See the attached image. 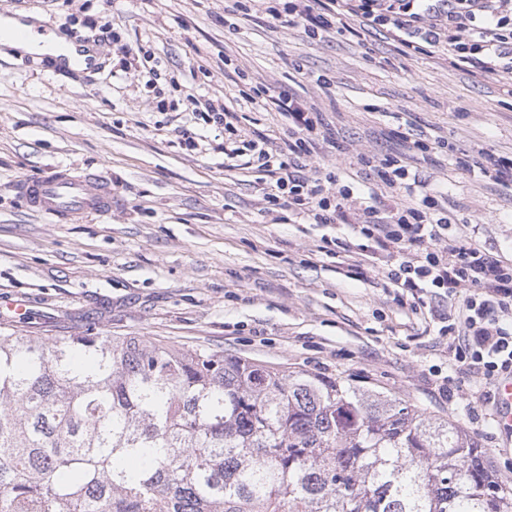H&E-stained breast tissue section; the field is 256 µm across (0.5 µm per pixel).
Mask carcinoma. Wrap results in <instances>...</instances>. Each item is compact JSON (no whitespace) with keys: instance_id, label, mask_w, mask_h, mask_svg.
Returning a JSON list of instances; mask_svg holds the SVG:
<instances>
[{"instance_id":"cac0c4a2","label":"carcinoma","mask_w":512,"mask_h":512,"mask_svg":"<svg viewBox=\"0 0 512 512\" xmlns=\"http://www.w3.org/2000/svg\"><path fill=\"white\" fill-rule=\"evenodd\" d=\"M0 512H512L448 421L340 379L0 331Z\"/></svg>"}]
</instances>
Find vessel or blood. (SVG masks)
Returning a JSON list of instances; mask_svg holds the SVG:
<instances>
[{"instance_id":"vessel-or-blood-1","label":"vessel or blood","mask_w":512,"mask_h":512,"mask_svg":"<svg viewBox=\"0 0 512 512\" xmlns=\"http://www.w3.org/2000/svg\"><path fill=\"white\" fill-rule=\"evenodd\" d=\"M20 192L33 211L53 222L112 212L111 182L77 167L48 166L40 176L23 179Z\"/></svg>"}]
</instances>
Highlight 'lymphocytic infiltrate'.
I'll return each instance as SVG.
<instances>
[{
  "instance_id": "lymphocytic-infiltrate-1",
  "label": "lymphocytic infiltrate",
  "mask_w": 512,
  "mask_h": 512,
  "mask_svg": "<svg viewBox=\"0 0 512 512\" xmlns=\"http://www.w3.org/2000/svg\"><path fill=\"white\" fill-rule=\"evenodd\" d=\"M285 11L319 30L354 22L386 28L406 54L443 47L450 66L486 79L512 72V0H288ZM275 104L288 120L287 146L258 151L277 176L271 201L318 224L350 226L363 240V257L387 259L382 276L396 301L422 311L437 294L446 295L451 304L436 320L440 334L453 338L460 377L511 376L512 259L490 253L475 237L449 235L442 196L400 160H380L381 194L359 192L342 170L315 179L307 160L321 135L317 113L284 92Z\"/></svg>"
}]
</instances>
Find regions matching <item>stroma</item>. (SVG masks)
<instances>
[{
  "label": "stroma",
  "instance_id": "35a3bbf8",
  "mask_svg": "<svg viewBox=\"0 0 512 512\" xmlns=\"http://www.w3.org/2000/svg\"><path fill=\"white\" fill-rule=\"evenodd\" d=\"M284 2L0 0V17L37 16L97 57L93 70L63 71L0 46V302L25 301L36 336L92 329L341 378L455 423L512 490L495 384L443 395L450 337L425 332L378 272L358 269L351 228L269 203L259 162L229 169L224 156L231 141H287L270 90L304 99L345 146L320 148L309 163L319 177L343 165L380 192L360 154L408 162L414 142L442 140L417 167L447 197L452 233L481 224V244L510 259L512 187L450 158L512 159V78L450 68L438 52L400 54L382 27L311 36L268 14ZM208 98L224 101L232 129L195 112ZM184 129L197 148L180 144ZM51 164L111 178V215L53 224L29 210L17 183Z\"/></svg>",
  "mask_w": 512,
  "mask_h": 512
}]
</instances>
